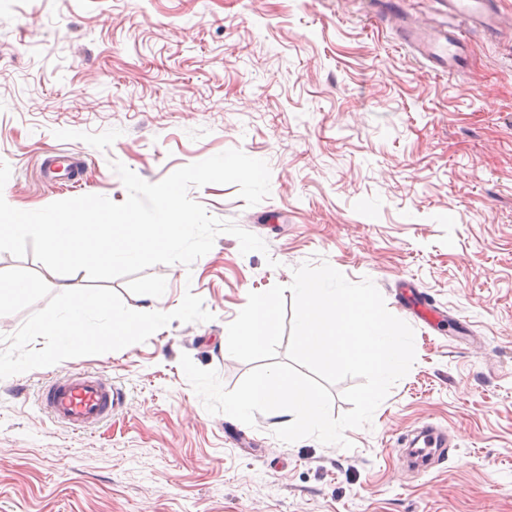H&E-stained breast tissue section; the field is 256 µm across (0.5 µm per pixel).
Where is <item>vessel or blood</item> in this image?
I'll return each instance as SVG.
<instances>
[{"label": "vessel or blood", "mask_w": 512, "mask_h": 512, "mask_svg": "<svg viewBox=\"0 0 512 512\" xmlns=\"http://www.w3.org/2000/svg\"><path fill=\"white\" fill-rule=\"evenodd\" d=\"M503 15L496 0H448L443 26L408 29V45L434 72L457 73L466 43L464 27L493 35L502 25ZM124 401L121 390L102 376L75 374L48 385L41 394V405L54 421L81 431L107 420Z\"/></svg>", "instance_id": "obj_1"}]
</instances>
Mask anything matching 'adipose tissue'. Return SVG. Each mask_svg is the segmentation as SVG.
<instances>
[{
    "instance_id": "adipose-tissue-1",
    "label": "adipose tissue",
    "mask_w": 512,
    "mask_h": 512,
    "mask_svg": "<svg viewBox=\"0 0 512 512\" xmlns=\"http://www.w3.org/2000/svg\"><path fill=\"white\" fill-rule=\"evenodd\" d=\"M256 407L291 429L316 430L325 435L333 432L325 419L319 392L279 370L258 375L248 388L228 398L225 405L231 414H244Z\"/></svg>"
}]
</instances>
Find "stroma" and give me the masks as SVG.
<instances>
[{
    "label": "stroma",
    "mask_w": 512,
    "mask_h": 512,
    "mask_svg": "<svg viewBox=\"0 0 512 512\" xmlns=\"http://www.w3.org/2000/svg\"><path fill=\"white\" fill-rule=\"evenodd\" d=\"M230 148L265 160L270 194L190 197L261 237L219 234L192 266L109 281L136 311L185 291L212 318L0 379V512H512V25L470 35L435 74L370 0H0V195L20 210L86 194L121 203L119 161L156 183ZM370 278L415 331L416 360L349 448L284 443L272 418L208 413L189 355L234 389L224 353L249 292L304 262ZM52 293L88 286L33 255ZM164 292L151 297L157 283ZM437 309L428 326L403 293ZM96 372L125 400L85 431L52 422L41 389ZM445 441L410 457L422 429Z\"/></svg>",
    "instance_id": "1"
}]
</instances>
